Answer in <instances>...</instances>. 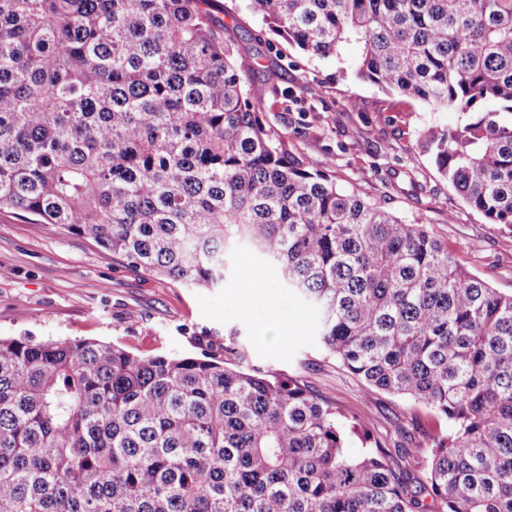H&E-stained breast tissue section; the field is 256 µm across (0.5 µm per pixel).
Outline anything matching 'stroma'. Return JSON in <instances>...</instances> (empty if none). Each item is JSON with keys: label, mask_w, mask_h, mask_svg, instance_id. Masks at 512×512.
<instances>
[{"label": "stroma", "mask_w": 512, "mask_h": 512, "mask_svg": "<svg viewBox=\"0 0 512 512\" xmlns=\"http://www.w3.org/2000/svg\"><path fill=\"white\" fill-rule=\"evenodd\" d=\"M248 0H215V25L236 18L235 40L246 50L253 88L264 89L262 122L300 157L312 159L337 185L382 201L404 220L423 216L456 261L500 292L512 293V231L490 224L437 172L418 145L424 127H448L459 113L389 93L355 74L357 44L339 55L313 57L273 35ZM276 68V97L264 88ZM33 216L0 209V338L97 340L150 356L195 353L193 335L235 340L241 365L293 378L363 424L390 446L427 454L439 422L412 402L367 396L363 383L317 341V314L249 247L228 258L217 288H185L113 257L56 224L34 227ZM258 296L244 304L250 284ZM273 326L257 336L260 324Z\"/></svg>", "instance_id": "1"}]
</instances>
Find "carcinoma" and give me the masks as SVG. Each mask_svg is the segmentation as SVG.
I'll use <instances>...</instances> for the list:
<instances>
[{
  "instance_id": "1",
  "label": "carcinoma",
  "mask_w": 512,
  "mask_h": 512,
  "mask_svg": "<svg viewBox=\"0 0 512 512\" xmlns=\"http://www.w3.org/2000/svg\"><path fill=\"white\" fill-rule=\"evenodd\" d=\"M214 0H0V208L216 288L246 243L318 313L325 351L443 421L421 476L298 381L198 355L0 338V512H512V294L423 217L341 189L259 118ZM311 56L459 112L419 133L512 230V0H249ZM485 102L498 105L481 111ZM361 441L346 452L349 435Z\"/></svg>"
}]
</instances>
